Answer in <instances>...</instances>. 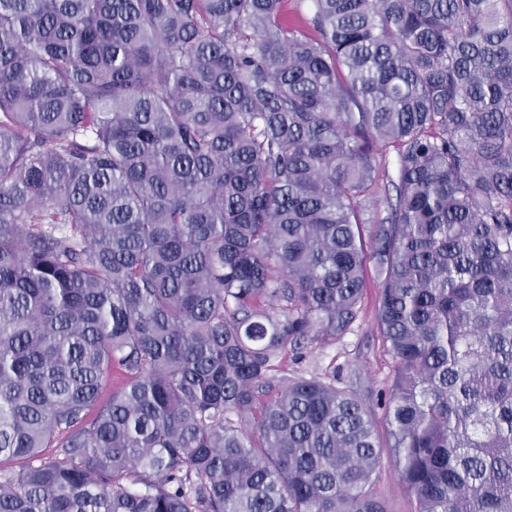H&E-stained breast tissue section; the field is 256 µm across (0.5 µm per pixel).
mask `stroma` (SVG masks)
Here are the masks:
<instances>
[{
	"instance_id": "1",
	"label": "stroma",
	"mask_w": 512,
	"mask_h": 512,
	"mask_svg": "<svg viewBox=\"0 0 512 512\" xmlns=\"http://www.w3.org/2000/svg\"><path fill=\"white\" fill-rule=\"evenodd\" d=\"M379 288L375 269L367 271V288L362 309L349 333L334 340L313 343L296 358L282 353L275 362V378L310 377L319 374L334 380L337 388L353 394L370 413L376 429L384 427L381 395L391 381V362L382 352L376 323ZM374 489L386 512H411L410 497L397 484L395 462L383 457L374 476Z\"/></svg>"
}]
</instances>
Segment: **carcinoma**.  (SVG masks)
Here are the masks:
<instances>
[{
  "label": "carcinoma",
  "instance_id": "carcinoma-1",
  "mask_svg": "<svg viewBox=\"0 0 512 512\" xmlns=\"http://www.w3.org/2000/svg\"><path fill=\"white\" fill-rule=\"evenodd\" d=\"M287 2L0 0V512H512V0ZM367 288L362 309L351 331L336 340L309 345L302 359L291 346L275 361V379L321 374L335 380L337 388L353 394L370 413L380 440L385 439L384 406L381 395L391 381V361L382 352L376 323L379 288L372 262L367 265ZM372 478L374 489L387 512H411L413 504L397 484L395 461L391 457H383Z\"/></svg>",
  "mask_w": 512,
  "mask_h": 512
}]
</instances>
